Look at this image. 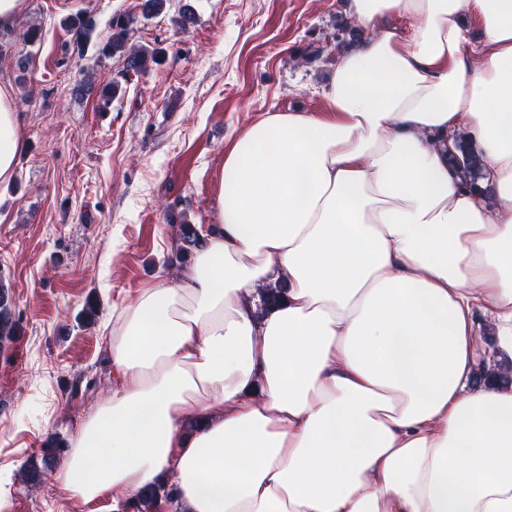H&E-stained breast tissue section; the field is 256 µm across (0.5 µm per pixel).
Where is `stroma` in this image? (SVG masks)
<instances>
[{"instance_id":"1","label":"stroma","mask_w":512,"mask_h":512,"mask_svg":"<svg viewBox=\"0 0 512 512\" xmlns=\"http://www.w3.org/2000/svg\"><path fill=\"white\" fill-rule=\"evenodd\" d=\"M181 2L146 17L142 0H28L16 26L0 30V80L13 86L24 128L16 176L0 184V284L19 323L0 344V471L11 477L0 512H71L55 485L68 456L43 448L72 441L111 397L104 328L144 285L173 277L170 215L212 223L224 152L260 114L325 109L342 0H189L183 28ZM83 12L95 30L79 43L64 22ZM116 14L135 16V43L165 58L130 75L106 106L72 89L119 77L121 60L98 52ZM310 44L322 55L307 64L299 52ZM89 303L97 314L87 323ZM30 460L38 476L27 482Z\"/></svg>"}]
</instances>
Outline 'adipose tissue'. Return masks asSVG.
Instances as JSON below:
<instances>
[{
    "label": "adipose tissue",
    "mask_w": 512,
    "mask_h": 512,
    "mask_svg": "<svg viewBox=\"0 0 512 512\" xmlns=\"http://www.w3.org/2000/svg\"><path fill=\"white\" fill-rule=\"evenodd\" d=\"M343 10L365 41L325 111L238 136L204 248L115 320L118 387L71 443L66 497L121 512L165 482L174 512H512V0ZM459 135L480 188L450 166ZM22 139L0 82V184Z\"/></svg>",
    "instance_id": "obj_1"
}]
</instances>
